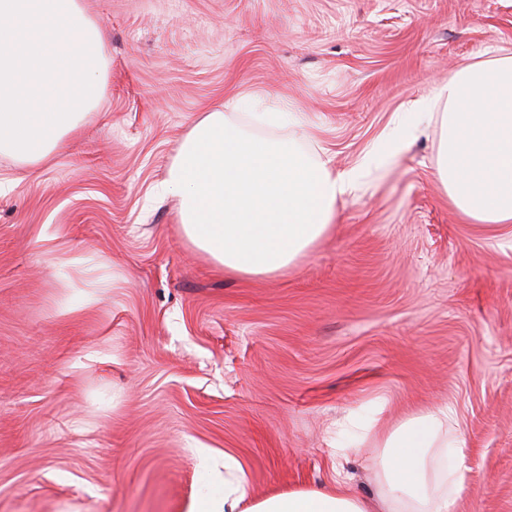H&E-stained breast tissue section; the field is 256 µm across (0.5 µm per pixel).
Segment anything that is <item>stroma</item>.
Here are the masks:
<instances>
[{
    "label": "stroma",
    "mask_w": 512,
    "mask_h": 512,
    "mask_svg": "<svg viewBox=\"0 0 512 512\" xmlns=\"http://www.w3.org/2000/svg\"><path fill=\"white\" fill-rule=\"evenodd\" d=\"M101 105L24 168L0 156V512H193L225 456L256 494L334 475L336 418L457 407L476 481L512 512V224L464 219L414 103L512 55V0H84ZM304 127L336 171L405 147L337 201L286 274L216 270L158 195L200 113ZM257 112H282L277 126ZM402 147V139L398 134L392 133L380 139L370 152V158L376 166L382 165L394 157Z\"/></svg>",
    "instance_id": "1"
}]
</instances>
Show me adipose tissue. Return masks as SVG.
Returning <instances> with one entry per match:
<instances>
[{"label": "adipose tissue", "mask_w": 512, "mask_h": 512, "mask_svg": "<svg viewBox=\"0 0 512 512\" xmlns=\"http://www.w3.org/2000/svg\"><path fill=\"white\" fill-rule=\"evenodd\" d=\"M106 39L83 0H0V155L23 167L47 160L104 95ZM441 103L437 177L453 205L478 224H512V55L462 68L434 96ZM402 147L380 139L367 165L336 173L297 139L255 136L224 112L197 118L160 185L178 201L182 238L224 273L269 277L298 266L334 227V205L370 165ZM376 432L375 496L337 469L322 489L253 494L232 456L224 495L196 512H457L474 483L453 405L421 408L378 429L376 417H344L333 453L346 459Z\"/></svg>", "instance_id": "obj_1"}]
</instances>
